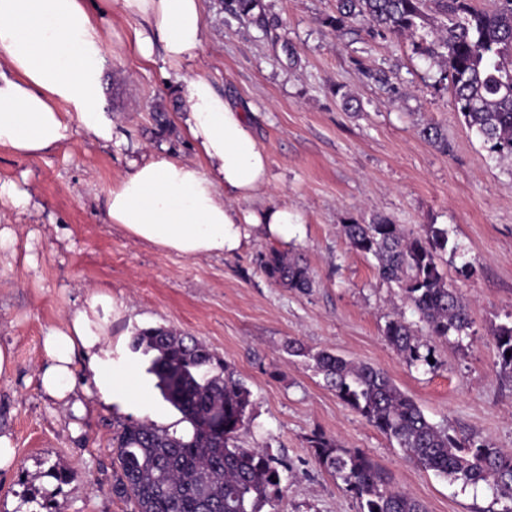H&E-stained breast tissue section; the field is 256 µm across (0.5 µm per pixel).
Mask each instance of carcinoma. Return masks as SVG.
Masks as SVG:
<instances>
[{"label": "carcinoma", "mask_w": 512, "mask_h": 512, "mask_svg": "<svg viewBox=\"0 0 512 512\" xmlns=\"http://www.w3.org/2000/svg\"><path fill=\"white\" fill-rule=\"evenodd\" d=\"M367 25L375 36L411 40L415 53L440 67L454 109L466 126L501 159L512 160V0L479 9L473 0H337L328 24ZM421 135L448 151V140L428 124ZM351 246L377 261L378 277L396 285L418 314L427 336L457 341L470 335L468 306L439 268L437 252L448 232L430 224L415 235L385 218L344 225ZM272 281L298 291L311 287L308 268L274 246L260 255ZM386 342L411 364H430L422 337L399 315L386 322ZM498 364L512 372V323L495 331ZM133 351L155 353L152 372L163 399L187 428L145 421L114 439L119 472L112 492L134 512H263L282 497V463L266 448H242L237 434L249 422L250 391L224 362L191 337L164 327L136 330ZM336 396L394 441L419 467L464 485L484 483L512 512V454L475 444L431 423L420 407L382 371L322 349L311 355ZM311 448L320 464L361 504V512H426L424 505L389 485L372 460L322 434Z\"/></svg>", "instance_id": "cac0c4a2"}]
</instances>
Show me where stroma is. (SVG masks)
Here are the masks:
<instances>
[{
  "mask_svg": "<svg viewBox=\"0 0 512 512\" xmlns=\"http://www.w3.org/2000/svg\"><path fill=\"white\" fill-rule=\"evenodd\" d=\"M335 12L336 0H258L236 19L226 0H202L205 40L186 71L244 106L269 157L268 186L240 202L241 211L285 203L305 217L302 235L285 246L310 270L313 284L299 292L260 269L259 254L274 244L263 227L235 254L186 258L109 223V191L131 159L197 155L179 120L182 83L133 51L139 20L110 0L93 8L105 38L101 100L114 145L79 134L37 157L0 150V184H15L34 203L20 214L0 196V228L13 236L0 250V347L13 355L0 376V434L15 451L0 469V512H134L112 492V439L132 423L180 418L156 386L153 354L129 346L135 330L158 326L194 337L249 389L251 421L238 445L269 449L288 465L282 499L264 512H360L314 456L317 433L364 451L427 512H490L487 485L417 466L327 387L312 360L287 350L294 340L370 364L430 422L512 452V379L500 371L492 335L512 317V163L491 158L455 112L438 66L409 40L337 33L327 24ZM378 69L391 73L398 94L370 79ZM345 92L357 110H344ZM429 123L447 137V150L420 135ZM380 217L417 234L430 224L448 231L451 247L437 262L470 307L472 336L459 345L427 339L432 365L407 364L385 341L395 314L413 324L419 316L343 232L351 220ZM99 292L126 307L104 323L109 359L125 375L104 403L88 358H79L77 412L40 387L43 338ZM53 466L66 480L50 474Z\"/></svg>",
  "mask_w": 512,
  "mask_h": 512,
  "instance_id": "35a3bbf8",
  "label": "stroma"
}]
</instances>
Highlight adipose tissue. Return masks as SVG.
<instances>
[{
  "instance_id": "adipose-tissue-1",
  "label": "adipose tissue",
  "mask_w": 512,
  "mask_h": 512,
  "mask_svg": "<svg viewBox=\"0 0 512 512\" xmlns=\"http://www.w3.org/2000/svg\"><path fill=\"white\" fill-rule=\"evenodd\" d=\"M112 7L141 21L133 46L143 63H152L158 41L170 70L181 72L196 60L205 36L201 0H112ZM103 48L86 0H0V61L9 70L0 75V149L38 156L79 132L112 142V120L99 98ZM180 120L198 162L160 154L132 161L130 173L109 192L110 223L187 258L235 253L258 224L282 242L299 232L306 219L288 205L246 214L235 207L267 186L269 170L242 106L206 78H190ZM103 310L120 317L126 308L98 293L46 334L40 383L50 397L64 400L73 393V364L82 353L91 358L100 398L111 402L119 379L102 358Z\"/></svg>"
}]
</instances>
